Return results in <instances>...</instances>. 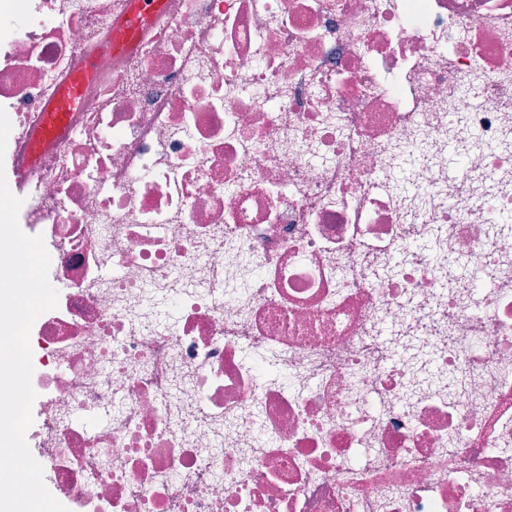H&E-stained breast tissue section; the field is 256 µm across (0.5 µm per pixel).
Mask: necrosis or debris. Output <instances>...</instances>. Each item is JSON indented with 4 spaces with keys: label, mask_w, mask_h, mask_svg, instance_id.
Wrapping results in <instances>:
<instances>
[{
    "label": "necrosis or debris",
    "mask_w": 512,
    "mask_h": 512,
    "mask_svg": "<svg viewBox=\"0 0 512 512\" xmlns=\"http://www.w3.org/2000/svg\"><path fill=\"white\" fill-rule=\"evenodd\" d=\"M125 2L0 0L23 231L64 285L30 331L50 493L512 512V0H173L116 55ZM95 71L93 58L88 59L81 71L72 75L59 89L56 96L46 105L40 129L32 136L37 151L51 146L59 132L64 129L68 112L78 104L81 88Z\"/></svg>",
    "instance_id": "necrosis-or-debris-1"
}]
</instances>
